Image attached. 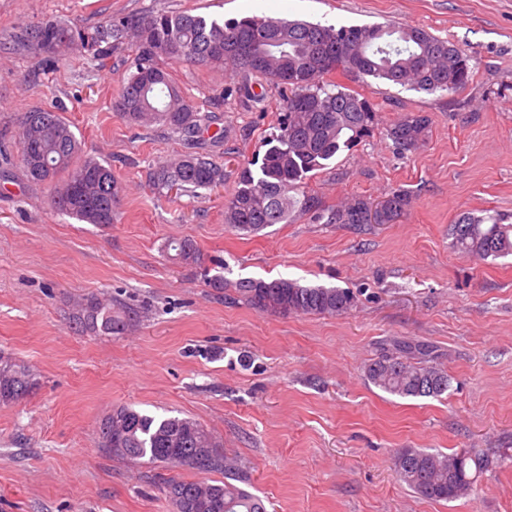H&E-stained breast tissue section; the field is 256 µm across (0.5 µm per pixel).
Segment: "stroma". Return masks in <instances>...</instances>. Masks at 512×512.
<instances>
[{
    "label": "stroma",
    "instance_id": "1",
    "mask_svg": "<svg viewBox=\"0 0 512 512\" xmlns=\"http://www.w3.org/2000/svg\"><path fill=\"white\" fill-rule=\"evenodd\" d=\"M148 11L249 14L245 0H0V356L38 381L25 400L0 405V512H174L159 489L165 468L99 448L100 422L118 406L200 423L267 512H512V255L483 261L449 234L466 216L512 224V0H274L266 16L394 21L452 39L475 78L443 96L336 75L378 105L382 124L428 115V139L401 157L375 132L314 171L306 191L332 207L404 190L410 206L392 224L304 215L251 236L225 224L224 203L277 118V87L250 77L262 101L249 106L231 95L237 79L224 67L169 63L183 95L224 132L210 150L224 185L162 196L149 172L186 147L114 110L131 41L98 63L79 45L61 61L13 40L45 19L91 29ZM37 109L60 113L83 154L111 165L120 183L111 227L58 214L48 187L27 178L11 133ZM171 239L223 259L225 288L169 260ZM280 277L349 289L357 303L283 317L234 292L244 279ZM88 294L129 314V329L76 332ZM397 340L430 347L451 378L444 395L404 398L367 380V365ZM404 448L479 451L492 465L477 494L435 502L397 481L392 459Z\"/></svg>",
    "mask_w": 512,
    "mask_h": 512
}]
</instances>
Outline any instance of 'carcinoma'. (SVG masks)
Instances as JSON below:
<instances>
[{"label": "carcinoma", "mask_w": 512, "mask_h": 512, "mask_svg": "<svg viewBox=\"0 0 512 512\" xmlns=\"http://www.w3.org/2000/svg\"><path fill=\"white\" fill-rule=\"evenodd\" d=\"M135 40L134 70L124 79L113 108L130 124L160 125L186 144L201 140L212 116L198 111L186 99L165 62L193 66L222 65L230 74L259 75L277 86L280 113L264 136L265 151L243 166L236 187L224 204V223L243 234H257L273 224L309 215L327 224H393L410 204V195L397 190L375 203L367 198L341 202L325 210L321 201L302 190L311 173L345 150L362 143L379 126L376 105L364 94L349 90L329 77L340 72L381 80L402 88L451 95L469 86L475 77L471 57L449 39L408 25L326 26L271 17L221 21L187 12H145L102 25L93 32L56 20H43L15 34L18 44L39 52L62 53L73 43L99 60L112 43ZM269 37L279 41L253 61L238 52L241 39ZM428 116L410 112L384 128V135L400 155L422 146L429 132ZM19 161L35 183L52 188L51 207L86 224H112V196L118 183L112 168L92 156L77 159L81 151L70 123L53 110L23 114L18 128ZM158 191H196L224 185V164L198 152H186L151 173ZM455 246L483 259L512 254V224L467 217L453 225ZM165 249L174 259L204 271L210 288L224 289V275L211 273L189 239L172 240ZM235 293L263 312L262 301L288 304L293 315H333L355 305L345 288L302 285L288 278L249 279L235 284ZM129 317L112 310V303L91 294L82 299L75 315L82 333L120 334ZM421 346L395 344L394 352L366 367L368 380L400 397H439L450 386L448 373L411 362ZM0 405L27 398L38 381L23 364L4 360ZM112 432L99 426L100 445L112 442V457L165 468L199 470L194 456L206 448L214 454L204 472H224V480L162 479L160 490L175 512H266L263 501L246 488L241 467L218 451L214 438L196 421L160 416L128 406L108 414ZM491 464L477 453L443 455L404 448L393 460L398 480L416 494L434 501H451L473 491L480 474Z\"/></svg>", "instance_id": "carcinoma-1"}]
</instances>
